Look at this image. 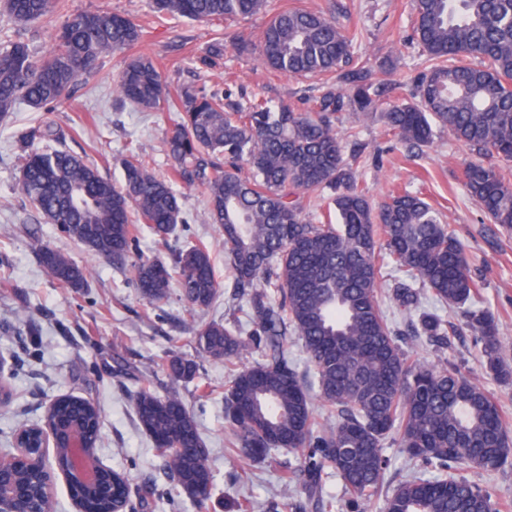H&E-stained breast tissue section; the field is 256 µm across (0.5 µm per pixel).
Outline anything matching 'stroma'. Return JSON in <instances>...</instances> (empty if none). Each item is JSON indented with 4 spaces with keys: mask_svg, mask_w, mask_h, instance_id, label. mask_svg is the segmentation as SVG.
I'll return each instance as SVG.
<instances>
[{
    "mask_svg": "<svg viewBox=\"0 0 512 512\" xmlns=\"http://www.w3.org/2000/svg\"><path fill=\"white\" fill-rule=\"evenodd\" d=\"M69 8L121 13L142 29L137 53L150 57L171 90L183 87L209 91L228 89L244 101L260 95L273 105L299 104L319 95L316 77H293L267 68L259 49L241 54L225 48L215 66L203 65L219 33L244 32L258 41L271 15L298 6L336 14L357 36L355 55L367 63L375 82L390 77L411 80L423 71L425 58L412 35L413 0H269L267 14L240 23L197 22L158 16L153 0H67ZM54 23H0V48L15 41L28 44L38 56L53 43ZM122 55L103 60L61 108L20 107L0 124V355L7 360L0 382L13 391L0 406V449H9L7 432L42 421L49 403L62 394L95 400L101 408L103 439L98 450L102 463L124 469L131 489L155 485L153 512H192L168 477L151 438L139 426L134 398L141 385L158 396H177L194 413L199 436L209 452L214 475L211 512H315L300 483H284V471L297 467V454L282 448L271 459L245 465L228 447L224 432V362L199 355L193 338L210 321H239L248 326L247 301L234 296L224 239L208 218L202 189L188 191L182 200L185 222L167 247H158L151 234L140 240L144 255L170 257L190 243L208 245L222 289L208 309L191 310L171 290L150 303L132 282L129 264H120L89 252L84 246L55 233L43 223L20 189V170L26 147L22 132L33 127L60 129L64 145L120 180L122 161L130 151L143 149L158 172H167L164 142L166 117L137 112L120 101L115 82ZM347 149L358 150L353 167L373 202L389 190L420 194L454 230L464 245L472 269L481 280L475 298L478 307L499 319L498 343L512 364V232L491 223L470 198L463 182L465 168L478 156L447 130H436L431 145L408 150L386 135L381 122L336 127ZM47 244L86 267L87 288L75 292L59 287L38 262L36 252ZM422 309L436 313L456 327L451 347H437L418 337L405 344L412 359L430 365H455L496 398L504 419L512 426V384L488 375L479 337L463 328L458 308L423 296ZM123 354L127 372L115 371L113 357ZM197 361V378L173 381L166 370L171 355Z\"/></svg>",
    "mask_w": 512,
    "mask_h": 512,
    "instance_id": "35a3bbf8",
    "label": "stroma"
}]
</instances>
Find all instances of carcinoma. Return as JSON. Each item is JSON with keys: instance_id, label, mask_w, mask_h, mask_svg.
<instances>
[{"instance_id": "1", "label": "carcinoma", "mask_w": 512, "mask_h": 512, "mask_svg": "<svg viewBox=\"0 0 512 512\" xmlns=\"http://www.w3.org/2000/svg\"><path fill=\"white\" fill-rule=\"evenodd\" d=\"M158 12L194 21L244 20L265 12L267 0H155ZM19 23L60 20L52 50L37 59L16 41L0 49V119L25 103L58 107L102 60L129 53L141 28L120 13L72 11L65 0H3ZM413 32L429 66L413 79L410 101L378 112L381 85L354 64L355 35L335 20L303 8H284L260 37L264 65L290 76H320L323 92L295 105L273 106L254 95L186 88L168 96L153 60L129 54L117 81L121 100L142 112L166 110L177 119L166 132L171 175H159L142 151L123 161L113 182L82 156L39 148L60 139L50 127L21 134L31 144L20 187L45 223L94 254L131 262L133 280L150 303L177 286L193 310H204L219 290L209 247L189 244L171 260L139 254V225L158 242L183 223L178 179L203 188L210 220L219 225L233 272L235 294L248 297L250 329L212 321L199 329V353L229 364L254 349L264 359L234 371L224 395V427L242 460H266L271 450L298 454L300 483L318 495L331 471L360 512L382 493L388 466L383 443L393 437L408 458L434 472L414 476L385 494V512H500L489 489L460 473L496 470L512 458V431L496 400L454 366L412 361L399 344L379 298L391 281L397 309L417 319L415 333L452 345L443 320L421 310L422 296L463 309L465 326L483 342L486 371L512 382L497 343L494 314L472 305L480 284L459 240L424 198L390 192L375 205L344 159L336 121L379 114L385 132L409 147L432 142L434 128L452 132L494 164L473 163L464 173L469 195L490 221L512 229V0H414ZM334 215L312 224L304 212L323 193ZM38 260L61 287L79 291L88 272L64 253L43 245ZM300 341L318 385L312 397L283 344ZM173 379L191 382L198 364L171 357ZM336 413L321 425L314 399ZM138 424L153 440L176 487L195 508L209 512L213 473L193 414L182 401L160 398L142 386L134 402ZM47 424L59 456L70 434L85 435L86 457L99 463L100 410L84 397L65 395ZM36 469L20 461L8 479L27 486ZM112 494L81 491L84 512H114L128 488L126 473L101 469Z\"/></svg>"}]
</instances>
